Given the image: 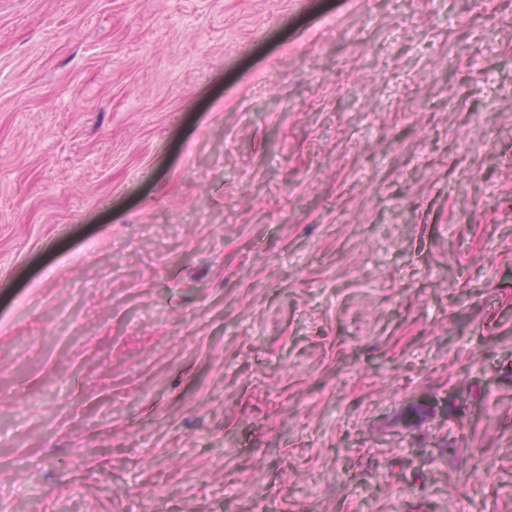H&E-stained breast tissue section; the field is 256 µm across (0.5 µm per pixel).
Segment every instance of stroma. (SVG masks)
Masks as SVG:
<instances>
[{
    "instance_id": "1",
    "label": "stroma",
    "mask_w": 512,
    "mask_h": 512,
    "mask_svg": "<svg viewBox=\"0 0 512 512\" xmlns=\"http://www.w3.org/2000/svg\"><path fill=\"white\" fill-rule=\"evenodd\" d=\"M512 512V0H0V512Z\"/></svg>"
}]
</instances>
